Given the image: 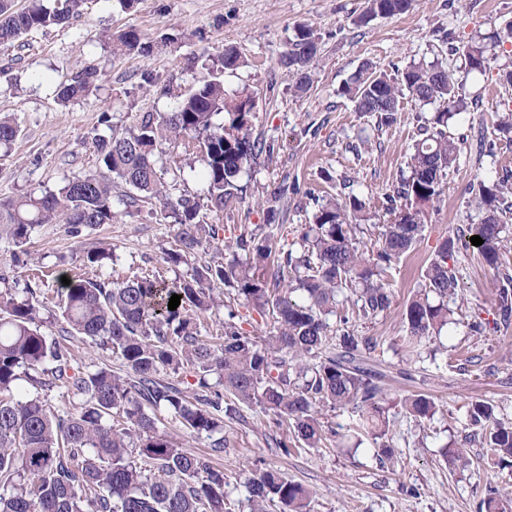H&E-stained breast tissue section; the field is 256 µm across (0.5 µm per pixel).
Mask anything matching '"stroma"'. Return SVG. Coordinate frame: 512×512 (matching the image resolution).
Segmentation results:
<instances>
[{"mask_svg":"<svg viewBox=\"0 0 512 512\" xmlns=\"http://www.w3.org/2000/svg\"><path fill=\"white\" fill-rule=\"evenodd\" d=\"M365 9V0H138L125 12L116 0H86L72 24L30 31L16 48L0 53V112L9 113L20 129L13 144L0 147V198L53 190L68 176L96 170L92 137L101 115H109L120 130L136 114L172 109V99L160 96L143 73L158 75L185 95L219 70L224 48L233 46L244 64L224 74V83L253 92V132L274 151L262 154L244 174L247 196L233 213L207 214V222L222 225L228 238L252 232L297 250L317 198L354 193L366 202L356 236L366 251L377 250L388 220L386 196L397 188L418 129L433 108L403 99L396 121L381 128L375 118L356 112L342 87L366 61L394 76L411 63L443 56L449 71H457L464 62L459 47L490 26L512 21V0H417L403 15L367 22L361 19ZM300 24L313 30L319 46V64L304 95L295 90L293 71L281 63ZM131 27L150 39L170 33L177 40L149 57L113 54L107 37ZM87 66L99 72L95 95L58 104L56 86ZM509 69L510 39L497 49L489 69L469 80L470 93L481 101L468 120L450 129L463 149L439 200L424 209L421 241L388 271L390 307L374 319L352 321L355 335L371 338L369 362L384 376L391 461L378 462L373 440L360 431L353 410L323 414L340 433L336 445L297 446L285 456L274 442L285 437L287 426L275 424L261 408L246 407L224 419L223 454L212 455L210 438L183 439L188 451L223 470L229 490L224 512H248L246 483L265 467L309 490V512H476L486 486L512 494V470L499 467L488 449L465 442L474 402H489L498 418L512 420V319L502 320L496 312L493 271L473 250L458 252L464 300L453 305L441 335L423 339L419 354L405 349L402 319L437 242L478 223L471 183L512 171V138L498 131L495 118L512 106V86L499 81ZM324 171L333 182L321 179ZM274 190L282 193L280 219L270 224L262 203ZM176 233L173 218L160 214L121 216L77 237L65 225L46 224L32 233L27 253L0 242V291L37 288L42 330L54 336L64 324L56 307L62 277L120 282L155 273L175 279L187 270L166 259L178 248ZM102 242L111 244L112 259L89 262L88 252ZM232 311L247 335L268 334L270 321L239 299L209 313L202 335L214 334ZM478 318L487 323L479 333L471 329ZM411 393L434 399L432 419H415L399 406ZM446 445L466 448L470 466L446 462L441 455Z\"/></svg>","mask_w":512,"mask_h":512,"instance_id":"1","label":"stroma"}]
</instances>
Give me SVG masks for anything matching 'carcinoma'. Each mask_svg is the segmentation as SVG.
<instances>
[{
    "label": "carcinoma",
    "mask_w": 512,
    "mask_h": 512,
    "mask_svg": "<svg viewBox=\"0 0 512 512\" xmlns=\"http://www.w3.org/2000/svg\"><path fill=\"white\" fill-rule=\"evenodd\" d=\"M413 2L367 0L365 16L402 15ZM84 3L29 0L18 10L14 0H0V49L14 47L31 30L68 23ZM502 42L499 32L472 37L463 47L462 77H453L439 60L411 64L397 77L366 62L347 84L345 93L356 110L381 126L394 122L406 96L420 105L442 106L421 126L407 173L387 196L391 218L372 258L356 238L366 206L354 194L317 204L312 223L303 228L301 252L277 251L269 237L253 233L224 238L217 225L204 222L202 209L228 214L243 202V173L267 151L253 136V94L246 87L229 91L217 79L183 96L144 74V81L173 97L171 111L147 112L118 132L102 113L107 132L92 139L99 171L75 174L55 191L0 199V238L18 247L42 224H65L77 236L122 213L146 209L152 214L158 208L178 225L180 249L168 259L188 266L171 283L156 276L120 283L70 278L59 303L67 328L56 337L40 330L35 289L25 288L23 300L0 292V394L19 392L17 398L0 397V512H224V471L188 452L180 437L159 431L162 411L178 419L186 433L212 435L224 428V415L256 405L272 413L277 424H290L292 440L316 448L339 435L322 421V411L349 407L378 444L379 461L391 459L384 441L388 420L382 389L361 364L372 342L350 330L352 318L345 313L339 317L341 334L330 343L324 316L336 309L346 289L356 296L352 313L359 318H375L390 307L392 293L383 273L421 239L423 207L440 197L460 152L448 129L479 105L464 92L467 75L486 72ZM111 46L115 54L148 55L157 44L130 28ZM283 63L297 77L296 91L305 92L318 64L312 29L298 26ZM220 64L232 73L242 65L241 55L227 47ZM97 79V69L86 67L57 89V99L66 104L84 98ZM19 134L15 124L0 117V146L11 145ZM182 154L201 162L204 202L162 177L158 162L165 157L171 167ZM475 201L483 216L470 235L484 240L478 257L496 271L498 312L507 317L512 314V269L502 257L512 219V184L481 178ZM461 241L472 247L458 236L442 239L421 273V290L404 311L411 344L440 334L451 323L448 300L459 296L454 258ZM205 249L215 256L196 261ZM227 253L232 259L223 258ZM272 257L276 270L269 280L265 270ZM224 287L251 302L260 317H271L273 332L255 340L241 331L231 310L216 342L202 338L200 317L219 306L217 290ZM174 294L181 296L180 305L171 311ZM75 336L88 337L117 356L133 378L106 367L76 370L70 348ZM184 368L196 377L189 391L159 378L163 371ZM56 387L81 398L76 411L61 415L51 409L46 396ZM403 405L421 420L436 412L435 402L421 393L406 397ZM469 418L480 445L500 467L512 468V421L496 419L486 403L473 404ZM247 492L250 512H266L271 503L279 512H307L309 491L273 469L255 471ZM477 512H512V497L490 487Z\"/></svg>",
    "instance_id": "obj_1"
}]
</instances>
